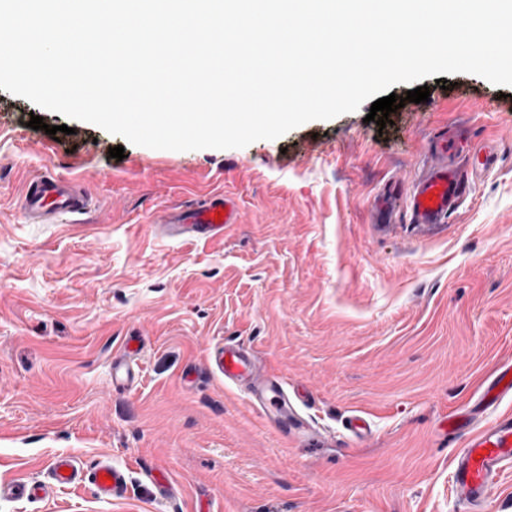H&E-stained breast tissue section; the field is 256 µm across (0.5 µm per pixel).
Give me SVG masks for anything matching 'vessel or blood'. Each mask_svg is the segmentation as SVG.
Wrapping results in <instances>:
<instances>
[{
    "label": "vessel or blood",
    "instance_id": "vessel-or-blood-1",
    "mask_svg": "<svg viewBox=\"0 0 512 512\" xmlns=\"http://www.w3.org/2000/svg\"><path fill=\"white\" fill-rule=\"evenodd\" d=\"M453 148L448 136H440L435 143L439 162L428 169L408 197L399 198L393 186L385 190L377 202L374 223H389L400 204L405 205L411 223H444L465 189L462 171L447 161ZM90 205V198L74 180L50 174L29 179L20 199L24 218L33 224H63L69 217L84 214ZM237 221L235 199L221 192L204 195L189 207L172 209L161 219L169 236L185 239L223 236L225 228ZM134 354V348L126 345L113 356V389L127 390L138 384ZM208 361L223 376L225 384L242 390L251 403H264L267 395L279 394L283 389V379L262 368L252 351L243 346L227 344L214 348ZM511 396L512 358L507 357L481 383L475 401L447 417L449 436L464 438L456 457L453 493L469 512H478L496 488L501 473L512 467V413L497 411L500 402ZM50 469L51 484L34 487L20 480L1 485L0 493L20 499H42L53 490L86 480L98 495L108 497L118 493L125 483L124 473L106 461L86 472L74 458L60 455L54 458Z\"/></svg>",
    "mask_w": 512,
    "mask_h": 512
}]
</instances>
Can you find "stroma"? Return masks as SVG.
<instances>
[{"mask_svg":"<svg viewBox=\"0 0 512 512\" xmlns=\"http://www.w3.org/2000/svg\"><path fill=\"white\" fill-rule=\"evenodd\" d=\"M446 80L424 78L419 104L392 85L405 104L382 129L365 103L188 151L0 90V483L48 481L60 455L127 479L110 499L86 481L44 501L0 496V512H464L451 487L462 442L439 423L512 356V98L477 75ZM35 115L44 128H29ZM443 132L461 136L463 203L427 228L402 210L373 223L385 186L411 193ZM485 145L495 161L475 168ZM44 172L88 194L81 223L26 222L20 192ZM213 189L239 205L223 237L161 230L163 211ZM130 338L140 382L116 390L112 354ZM227 342L305 389L299 419L325 446L281 434L225 385L208 354ZM354 414L371 424L362 446Z\"/></svg>","mask_w":512,"mask_h":512,"instance_id":"obj_1","label":"stroma"}]
</instances>
